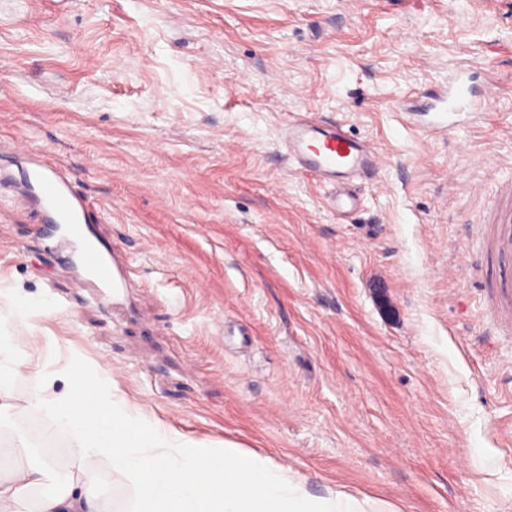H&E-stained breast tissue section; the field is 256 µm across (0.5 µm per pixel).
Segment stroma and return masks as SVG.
<instances>
[{"label":"stroma","instance_id":"stroma-1","mask_svg":"<svg viewBox=\"0 0 512 512\" xmlns=\"http://www.w3.org/2000/svg\"><path fill=\"white\" fill-rule=\"evenodd\" d=\"M469 75L448 131L409 105ZM492 98H485L487 85ZM336 120L386 164L354 211L297 171L295 116ZM71 174L126 258L116 303L18 171ZM512 181V0H0V346L21 367L0 414L13 462L69 440L25 408L45 363L103 366L110 389L209 448L225 441L394 512H512V329L485 246ZM106 512L136 496L102 468Z\"/></svg>","mask_w":512,"mask_h":512}]
</instances>
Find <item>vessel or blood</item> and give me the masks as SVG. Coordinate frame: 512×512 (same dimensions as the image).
<instances>
[{
  "instance_id": "obj_1",
  "label": "vessel or blood",
  "mask_w": 512,
  "mask_h": 512,
  "mask_svg": "<svg viewBox=\"0 0 512 512\" xmlns=\"http://www.w3.org/2000/svg\"><path fill=\"white\" fill-rule=\"evenodd\" d=\"M284 145L289 160L298 170L331 187L327 205L340 213L355 204L349 192V181L368 176L384 164L382 156L369 143L351 137L336 122L314 117L290 122L284 134ZM24 177L39 203L52 214L55 223L70 224L74 240L93 245L99 262L97 275L103 286L127 287L131 269L114 253L96 245L88 225L87 207L70 191L69 171L61 166H48L32 157L28 160ZM497 223L492 247L501 255L512 256V213L501 214Z\"/></svg>"
}]
</instances>
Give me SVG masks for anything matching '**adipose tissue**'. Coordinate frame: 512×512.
Listing matches in <instances>:
<instances>
[{
    "mask_svg": "<svg viewBox=\"0 0 512 512\" xmlns=\"http://www.w3.org/2000/svg\"><path fill=\"white\" fill-rule=\"evenodd\" d=\"M105 374L97 369L87 385L55 394L61 370L48 365L38 373L27 407L70 436V480L48 492L45 466H6L0 512H25L35 488L43 491L38 512H103L87 483L105 463L136 489L131 512H392L385 502L341 487L312 495L290 469L231 442L220 454L204 450L111 394Z\"/></svg>",
    "mask_w": 512,
    "mask_h": 512,
    "instance_id": "obj_1",
    "label": "adipose tissue"
}]
</instances>
